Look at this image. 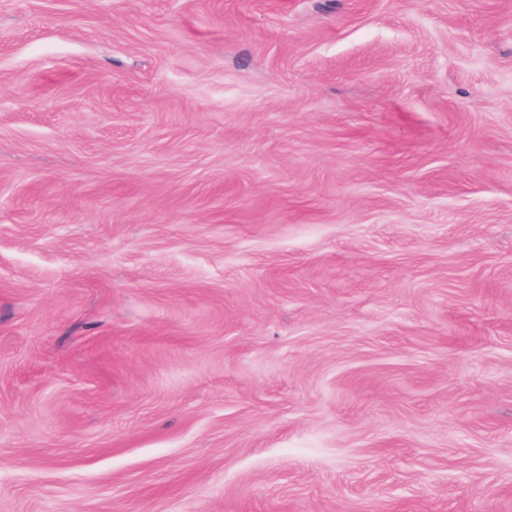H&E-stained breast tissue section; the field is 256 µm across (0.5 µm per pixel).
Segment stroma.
<instances>
[{"label": "stroma", "mask_w": 512, "mask_h": 512, "mask_svg": "<svg viewBox=\"0 0 512 512\" xmlns=\"http://www.w3.org/2000/svg\"><path fill=\"white\" fill-rule=\"evenodd\" d=\"M0 512H512V0H0Z\"/></svg>", "instance_id": "obj_1"}]
</instances>
